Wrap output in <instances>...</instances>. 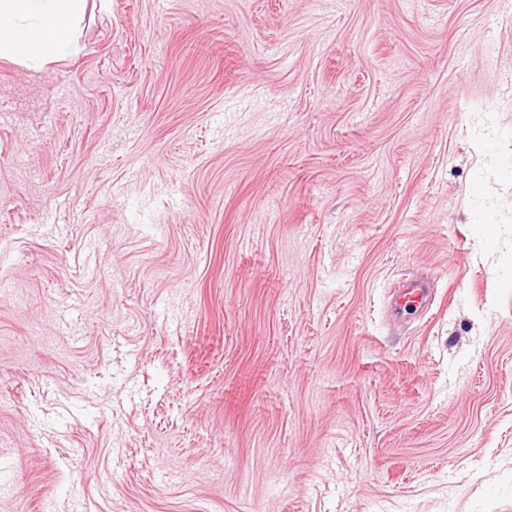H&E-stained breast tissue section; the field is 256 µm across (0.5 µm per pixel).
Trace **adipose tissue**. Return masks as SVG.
Returning <instances> with one entry per match:
<instances>
[{
  "label": "adipose tissue",
  "mask_w": 512,
  "mask_h": 512,
  "mask_svg": "<svg viewBox=\"0 0 512 512\" xmlns=\"http://www.w3.org/2000/svg\"><path fill=\"white\" fill-rule=\"evenodd\" d=\"M86 0H0V57L22 63L76 54Z\"/></svg>",
  "instance_id": "obj_1"
}]
</instances>
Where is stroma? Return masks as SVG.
<instances>
[{
	"instance_id": "obj_1",
	"label": "stroma",
	"mask_w": 512,
	"mask_h": 512,
	"mask_svg": "<svg viewBox=\"0 0 512 512\" xmlns=\"http://www.w3.org/2000/svg\"><path fill=\"white\" fill-rule=\"evenodd\" d=\"M74 39L0 58V512H512V0Z\"/></svg>"
}]
</instances>
